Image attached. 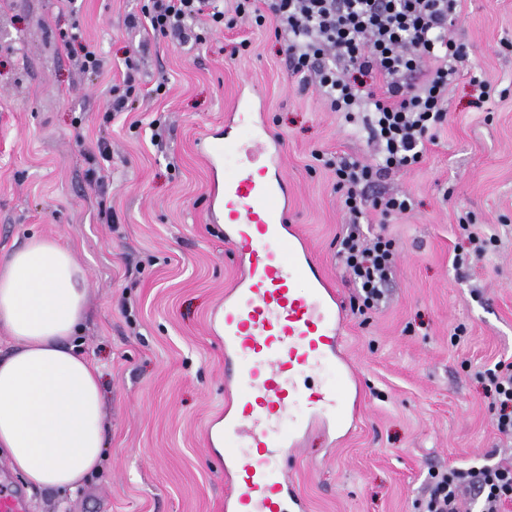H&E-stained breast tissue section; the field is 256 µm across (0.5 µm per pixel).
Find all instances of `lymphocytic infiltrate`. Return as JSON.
Masks as SVG:
<instances>
[{
    "label": "lymphocytic infiltrate",
    "mask_w": 512,
    "mask_h": 512,
    "mask_svg": "<svg viewBox=\"0 0 512 512\" xmlns=\"http://www.w3.org/2000/svg\"><path fill=\"white\" fill-rule=\"evenodd\" d=\"M459 0H237L235 13L256 25L273 19L285 37L288 66L303 85L313 86L332 111L361 121L372 160L318 154L336 176L335 189L350 216L337 238V256L357 290L358 311L378 307L397 248L392 239L364 228L368 211L381 217L410 212L404 195L371 197L370 185L408 171L422 159L426 140L447 120L448 88L466 60L462 44L448 34ZM224 21L219 0H145L129 27L182 43L204 41L202 18ZM481 377L496 412V429L512 436V362L498 361ZM418 512H463L473 490L479 512H498L512 499V463L431 470Z\"/></svg>",
    "instance_id": "lymphocytic-infiltrate-1"
}]
</instances>
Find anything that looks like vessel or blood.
<instances>
[{
	"label": "vessel or blood",
	"instance_id": "b4317fda",
	"mask_svg": "<svg viewBox=\"0 0 512 512\" xmlns=\"http://www.w3.org/2000/svg\"><path fill=\"white\" fill-rule=\"evenodd\" d=\"M236 124V137L208 140L204 153L211 166L228 169L213 186L221 211L211 219L224 223L243 265L223 306L224 388L236 401L224 420L226 499L234 512H291L282 460L328 414L344 421L345 391L358 377L342 348L338 297L290 241L286 181L271 151L277 139L248 113H238ZM301 279L308 287H298ZM328 365L335 385L301 386L302 374Z\"/></svg>",
	"mask_w": 512,
	"mask_h": 512
}]
</instances>
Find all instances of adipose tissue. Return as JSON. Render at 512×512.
Instances as JSON below:
<instances>
[{"instance_id": "ef3b65f1", "label": "adipose tissue", "mask_w": 512, "mask_h": 512, "mask_svg": "<svg viewBox=\"0 0 512 512\" xmlns=\"http://www.w3.org/2000/svg\"><path fill=\"white\" fill-rule=\"evenodd\" d=\"M84 274L57 239L34 237L0 255V450L39 489L74 492L103 461L98 370L75 334L86 315Z\"/></svg>"}]
</instances>
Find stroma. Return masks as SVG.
I'll return each instance as SVG.
<instances>
[{
	"instance_id": "stroma-1",
	"label": "stroma",
	"mask_w": 512,
	"mask_h": 512,
	"mask_svg": "<svg viewBox=\"0 0 512 512\" xmlns=\"http://www.w3.org/2000/svg\"><path fill=\"white\" fill-rule=\"evenodd\" d=\"M139 8L0 0V255L35 236L70 249L87 288L77 341L101 372L108 423L101 472L65 498L27 490V512H225L207 427L226 405L215 310L241 266L208 219L213 176L196 143L245 88L284 143L288 223L338 293L362 387L352 433L313 428L286 467L306 512H416L430 469L512 460L479 377L512 362V0H462L449 27L467 59L421 164L377 185L413 208L369 216L397 259L386 304L365 312L336 261L347 216L335 174L312 156L370 157L361 133L300 86L273 24L240 19L179 45L127 29ZM74 31L106 56L101 77L77 69L64 46ZM133 55L136 99L106 119L104 94ZM474 75L492 86L485 102ZM78 129L112 146L105 190L87 177ZM466 214L471 231L496 236L490 252H468Z\"/></svg>"
}]
</instances>
